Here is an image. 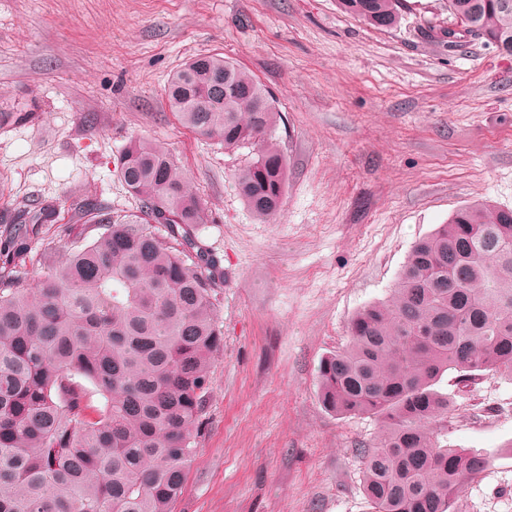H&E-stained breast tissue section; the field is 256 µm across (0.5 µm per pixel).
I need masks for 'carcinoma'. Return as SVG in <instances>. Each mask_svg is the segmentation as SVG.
Listing matches in <instances>:
<instances>
[{"instance_id":"cac0c4a2","label":"carcinoma","mask_w":512,"mask_h":512,"mask_svg":"<svg viewBox=\"0 0 512 512\" xmlns=\"http://www.w3.org/2000/svg\"><path fill=\"white\" fill-rule=\"evenodd\" d=\"M367 25L397 26L402 0H338ZM474 36L512 54V0H448ZM169 107L196 135L254 148L236 176L262 222L280 211L288 162L280 118L248 71L219 55L177 69ZM137 215L85 202L74 215L106 227L28 284L14 260L53 205L22 211L0 264V512H172L196 449L192 439L223 332L212 297L216 262L185 249L206 209L168 152L134 139L118 159ZM166 211L169 223H155ZM349 345L319 366V399L338 416L382 420L363 451L373 512H461V485L488 456L443 448L431 426L448 418L434 389L444 372L512 379V209H457L411 248L392 298L349 321Z\"/></svg>"}]
</instances>
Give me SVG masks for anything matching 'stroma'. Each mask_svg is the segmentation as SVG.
Wrapping results in <instances>:
<instances>
[{
  "label": "stroma",
  "instance_id": "stroma-1",
  "mask_svg": "<svg viewBox=\"0 0 512 512\" xmlns=\"http://www.w3.org/2000/svg\"><path fill=\"white\" fill-rule=\"evenodd\" d=\"M453 22L448 0H404L386 32L337 0H0V230L27 205L59 211L17 265L28 283L102 234L72 204L137 213L117 168L131 139L163 146L208 213L189 234L219 261L224 346L173 512H371L359 450L381 423L326 411L319 365L391 298L416 240L476 200L512 209V55L469 36L449 48ZM199 54L246 68L281 115L270 222L235 186L251 148L168 108L170 75ZM437 388L438 444L491 458L464 512H512V380L451 370Z\"/></svg>",
  "mask_w": 512,
  "mask_h": 512
}]
</instances>
